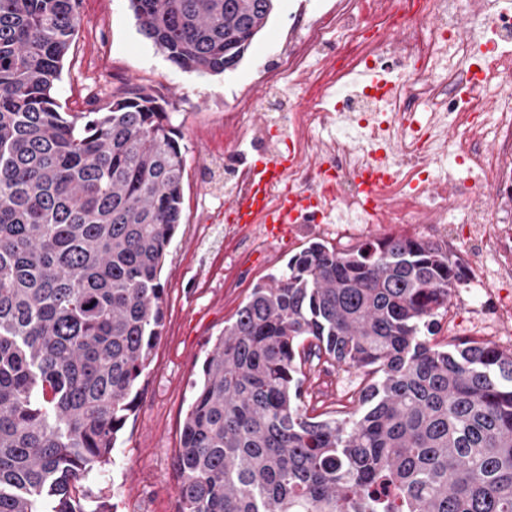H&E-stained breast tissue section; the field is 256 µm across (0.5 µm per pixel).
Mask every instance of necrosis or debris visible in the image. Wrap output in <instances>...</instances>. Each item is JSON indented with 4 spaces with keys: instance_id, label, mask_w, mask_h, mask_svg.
<instances>
[{
    "instance_id": "4bbe7bcc",
    "label": "necrosis or debris",
    "mask_w": 512,
    "mask_h": 512,
    "mask_svg": "<svg viewBox=\"0 0 512 512\" xmlns=\"http://www.w3.org/2000/svg\"><path fill=\"white\" fill-rule=\"evenodd\" d=\"M268 87L304 89L308 108L283 117L304 157L288 180L334 174L337 223H364L371 208L358 175L386 163L397 174L382 195L389 212L420 209L406 178L459 150L478 186L491 187L499 157L512 154V0H336L332 25L300 35ZM419 112L429 115L426 141L412 120ZM319 128L329 135L312 143ZM429 192L436 204L424 223H447L452 206L465 223H488L487 208L469 203L472 187L451 200L438 184Z\"/></svg>"
}]
</instances>
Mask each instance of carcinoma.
I'll use <instances>...</instances> for the list:
<instances>
[{
    "label": "carcinoma",
    "instance_id": "obj_1",
    "mask_svg": "<svg viewBox=\"0 0 512 512\" xmlns=\"http://www.w3.org/2000/svg\"><path fill=\"white\" fill-rule=\"evenodd\" d=\"M80 0H0V512L85 509L161 338L185 157L143 90L69 118L53 96ZM184 70L220 74L274 0H130ZM467 268L389 236L313 242L207 353L178 512H512V351L428 336ZM354 370L351 404L306 383Z\"/></svg>",
    "mask_w": 512,
    "mask_h": 512
}]
</instances>
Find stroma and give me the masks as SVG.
Here are the masks:
<instances>
[{
    "label": "stroma",
    "instance_id": "1",
    "mask_svg": "<svg viewBox=\"0 0 512 512\" xmlns=\"http://www.w3.org/2000/svg\"><path fill=\"white\" fill-rule=\"evenodd\" d=\"M336 0H275L265 28L236 67L221 74L186 71L141 32L129 0H82V24L63 62L54 93L63 111L103 107L131 88L167 102L181 135L186 172L182 222L165 257L162 337L139 379L140 396L118 434L110 464L95 469L84 487L103 512H176L175 454L191 400L192 381L252 289L282 270L288 259L321 241L347 249L390 235L445 245L468 269L434 336L437 343L477 341L512 351V203H491V221L467 224L452 210L444 224L420 214L376 224H292L271 241L262 232L228 231L224 115L245 102L253 126L269 125L282 103L268 98L267 72L288 52L301 26L323 24Z\"/></svg>",
    "mask_w": 512,
    "mask_h": 512
}]
</instances>
